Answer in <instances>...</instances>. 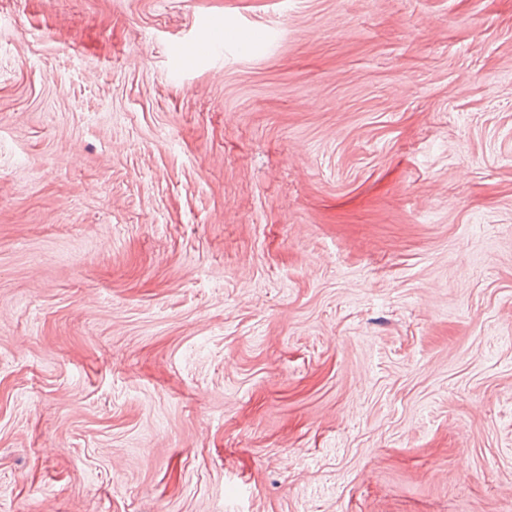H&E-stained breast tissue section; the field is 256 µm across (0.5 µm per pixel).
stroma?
I'll use <instances>...</instances> for the list:
<instances>
[{"mask_svg": "<svg viewBox=\"0 0 512 512\" xmlns=\"http://www.w3.org/2000/svg\"><path fill=\"white\" fill-rule=\"evenodd\" d=\"M0 512H512V0H0Z\"/></svg>", "mask_w": 512, "mask_h": 512, "instance_id": "stroma-1", "label": "stroma"}]
</instances>
